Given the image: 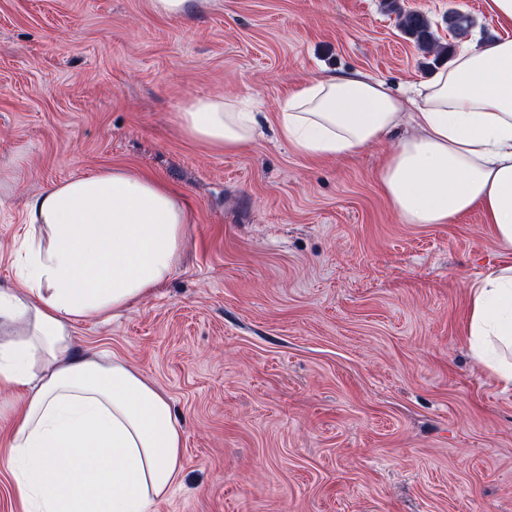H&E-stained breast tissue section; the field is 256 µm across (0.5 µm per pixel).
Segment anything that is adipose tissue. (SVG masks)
I'll return each mask as SVG.
<instances>
[{
    "instance_id": "adipose-tissue-1",
    "label": "adipose tissue",
    "mask_w": 512,
    "mask_h": 512,
    "mask_svg": "<svg viewBox=\"0 0 512 512\" xmlns=\"http://www.w3.org/2000/svg\"><path fill=\"white\" fill-rule=\"evenodd\" d=\"M192 138L237 148L256 107L219 94L178 114ZM277 133L294 151L340 157L392 140L379 182L407 224L472 210L512 253V38L473 44L406 99L360 72L311 78L284 97ZM189 215L164 182L104 169L55 184L25 208L17 287L0 289V417L23 512H152L182 471L166 396L119 358L76 350L74 328L111 322L174 274ZM469 348L512 390V262L470 288Z\"/></svg>"
}]
</instances>
